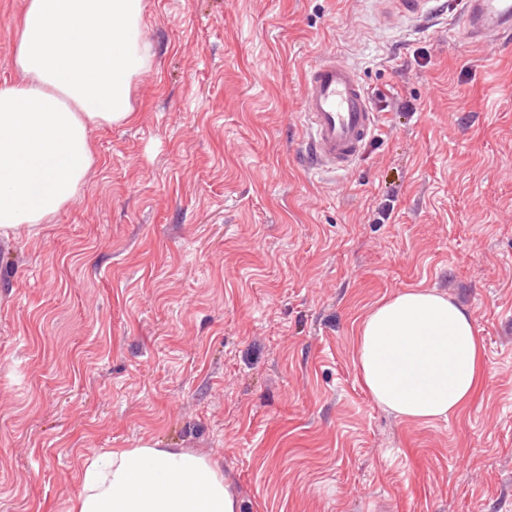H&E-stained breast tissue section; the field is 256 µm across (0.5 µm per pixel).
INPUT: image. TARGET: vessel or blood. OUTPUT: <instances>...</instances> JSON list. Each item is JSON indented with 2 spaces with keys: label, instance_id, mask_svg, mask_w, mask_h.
I'll return each mask as SVG.
<instances>
[{
  "label": "vessel or blood",
  "instance_id": "1",
  "mask_svg": "<svg viewBox=\"0 0 512 512\" xmlns=\"http://www.w3.org/2000/svg\"><path fill=\"white\" fill-rule=\"evenodd\" d=\"M432 10L431 0H378L377 19L392 26L418 20ZM458 13L471 42L512 40V0H459ZM301 124L306 137L299 156L307 170H349L378 128V115L357 71L324 53L304 70L300 82Z\"/></svg>",
  "mask_w": 512,
  "mask_h": 512
}]
</instances>
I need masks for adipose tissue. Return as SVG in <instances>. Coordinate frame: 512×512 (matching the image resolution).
<instances>
[{
    "instance_id": "obj_1",
    "label": "adipose tissue",
    "mask_w": 512,
    "mask_h": 512,
    "mask_svg": "<svg viewBox=\"0 0 512 512\" xmlns=\"http://www.w3.org/2000/svg\"><path fill=\"white\" fill-rule=\"evenodd\" d=\"M0 84V236L50 223L96 161V129L130 122L135 79L153 60L144 0H25ZM355 368L403 421L446 420L471 399L482 339L471 312L433 289L376 303L359 323ZM222 466L185 448H115L82 463L70 512H243Z\"/></svg>"
}]
</instances>
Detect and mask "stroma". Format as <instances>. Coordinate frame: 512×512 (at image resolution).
I'll list each match as a JSON object with an SVG mask.
<instances>
[{
    "instance_id": "1",
    "label": "stroma",
    "mask_w": 512,
    "mask_h": 512,
    "mask_svg": "<svg viewBox=\"0 0 512 512\" xmlns=\"http://www.w3.org/2000/svg\"><path fill=\"white\" fill-rule=\"evenodd\" d=\"M133 122L51 223L0 240V512H69L111 448L221 460L248 512H512V46L373 0H144ZM23 0H0V81ZM355 67L381 131L297 167L301 74ZM409 102L385 112L377 95ZM432 288L483 375L414 424L357 379L358 324ZM376 2L378 3L376 16L383 26L421 19L433 8L431 0H379Z\"/></svg>"
}]
</instances>
